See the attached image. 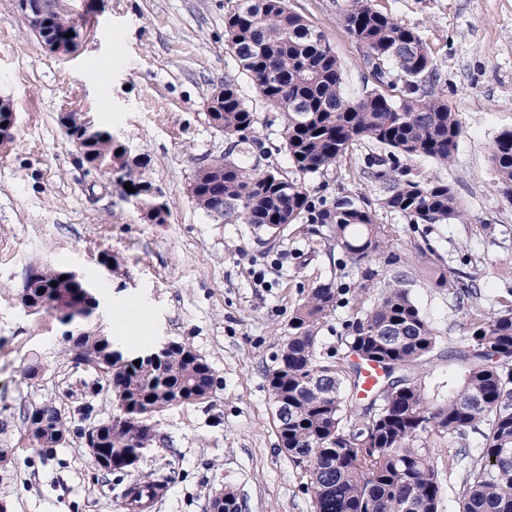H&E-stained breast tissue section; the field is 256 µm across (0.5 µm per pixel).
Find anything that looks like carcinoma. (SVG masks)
<instances>
[{
  "mask_svg": "<svg viewBox=\"0 0 512 512\" xmlns=\"http://www.w3.org/2000/svg\"><path fill=\"white\" fill-rule=\"evenodd\" d=\"M339 23L358 45L364 64L379 81H402L395 94L376 88L359 97L343 92V66L322 31L292 11L288 0H233L224 13L227 46L261 97L282 112L285 148L295 170L322 173L354 146L372 143L388 150L368 162L371 177L386 185L381 207L409 224L464 223L468 219L454 188L438 180L398 179L401 159L430 157L441 164L453 158L463 129L448 102L436 94L434 59L421 37L370 0H346ZM209 100L219 103L207 113L210 124L234 140L246 156L258 146L248 136L254 112L241 95L237 78L224 76ZM60 124L75 134L94 126L98 133L84 146L98 166L121 174L135 189L147 212L154 184L145 176L147 162L119 151L109 130L85 113L65 112ZM490 163L501 194L512 201V129L502 131L490 150ZM197 205L217 220L253 224L275 234L283 224H312L310 233L340 249L339 266L351 263L371 274V265L396 240L399 227L379 224L368 203L345 196L328 201L277 170L260 171L224 156L200 166L189 185ZM470 271H450L448 286L467 304L462 344L450 359L459 364L461 381L443 397L430 395L426 366L440 336L421 314L405 277L374 295L365 283L347 285L333 279L309 289L288 320V354L276 355L267 373L271 396L288 402V426L278 430L281 448L304 467V490L313 512H442L448 490L441 468L462 461L469 432L483 438L470 458L458 490L456 512H512V287L495 298L490 312L473 302L482 267L465 257ZM65 270L43 267L28 286L39 299L59 292L61 311L88 310L96 294L92 285L61 279ZM57 286H51V283ZM339 308L350 318L337 332L339 345L324 348L320 332ZM66 352L83 358L106 356L112 337L86 333L63 336ZM378 352L391 365L375 387L363 392V364ZM135 353L104 366L97 384L112 393L107 432L112 472L132 488L142 504L158 486L144 477L125 481L129 464L141 459L157 434L147 424L155 414L210 398L216 380L209 367L196 363L190 347L174 345L157 360L140 361ZM49 434L41 447L67 437L70 429L56 407L36 409Z\"/></svg>",
  "mask_w": 512,
  "mask_h": 512,
  "instance_id": "1",
  "label": "carcinoma"
}]
</instances>
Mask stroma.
<instances>
[{
	"mask_svg": "<svg viewBox=\"0 0 512 512\" xmlns=\"http://www.w3.org/2000/svg\"><path fill=\"white\" fill-rule=\"evenodd\" d=\"M345 0H289L321 30L343 63V89H373L359 48L338 23ZM373 7L414 30L430 48L436 91L463 128L450 163L404 160L411 177L450 184L469 220L412 228L381 207L385 190L364 172L374 145L355 146L327 172L309 175V190L328 200L364 197L378 223L400 234L392 262L377 261L372 288L397 272L443 343L428 366L431 385H457L447 340L459 339L464 310L441 287L461 253L481 259L479 302L512 286V202L501 195L488 160L496 136L512 129V0H372ZM228 0H104L86 33L66 55L50 53L29 29L17 0H0V100L16 122L0 144V448L16 449L0 476L8 512H127L112 473L94 466L89 429L112 414V394L63 350L62 326L28 313L18 293L30 267L74 270L97 284L103 331L127 347L159 339L190 346L211 365L210 398L166 409L152 424L159 439L136 472L164 476L156 512H210L213 496L233 487L242 512H312L303 469L279 449L266 374L288 336V319L313 285L362 269L337 270L339 251L291 224L280 236L249 224L214 221L191 199L201 164L231 142L206 118L213 85L236 75L256 114L264 150L251 164L291 175L278 112L240 73L224 37ZM87 112L132 155L168 205L167 220L143 217L115 175L83 162L58 122ZM115 256L104 269L101 255ZM55 406L71 427L53 450L34 447L25 414Z\"/></svg>",
	"mask_w": 512,
	"mask_h": 512,
	"instance_id": "stroma-1",
	"label": "stroma"
}]
</instances>
